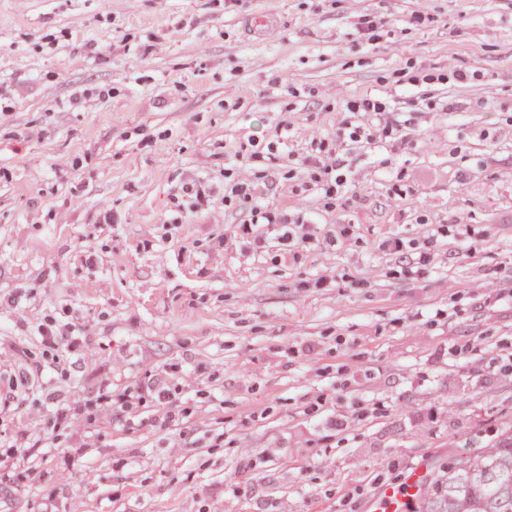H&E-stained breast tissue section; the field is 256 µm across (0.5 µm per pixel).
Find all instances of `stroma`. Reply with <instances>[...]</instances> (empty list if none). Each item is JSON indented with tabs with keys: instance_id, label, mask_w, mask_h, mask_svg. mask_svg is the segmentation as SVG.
<instances>
[{
	"instance_id": "1",
	"label": "stroma",
	"mask_w": 512,
	"mask_h": 512,
	"mask_svg": "<svg viewBox=\"0 0 512 512\" xmlns=\"http://www.w3.org/2000/svg\"><path fill=\"white\" fill-rule=\"evenodd\" d=\"M511 434L512 0H0V512H369ZM343 112H345L344 114H354L353 112H371L370 114H373L374 120L364 132L368 141L376 138H393V135L398 136V138L404 137L403 131L399 129L402 124L399 121L394 123L387 120L385 115L389 114L387 113L389 111L386 104L375 97L366 96L358 103H348ZM424 474L423 469L416 468L406 475L402 483L384 486L372 501L371 512H411L415 498L424 486Z\"/></svg>"
}]
</instances>
